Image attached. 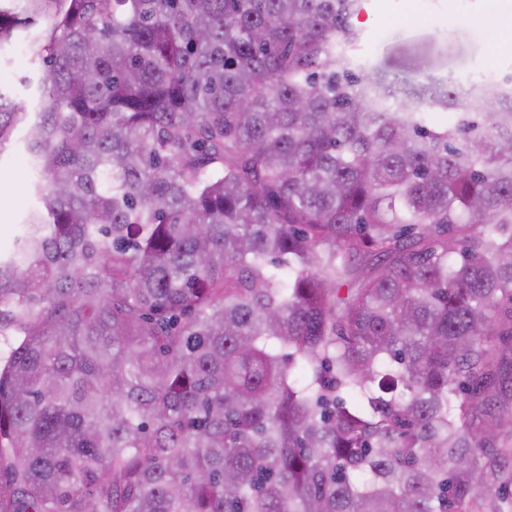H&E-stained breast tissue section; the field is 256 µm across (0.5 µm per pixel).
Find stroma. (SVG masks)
I'll list each match as a JSON object with an SVG mask.
<instances>
[{"label": "stroma", "mask_w": 512, "mask_h": 512, "mask_svg": "<svg viewBox=\"0 0 512 512\" xmlns=\"http://www.w3.org/2000/svg\"><path fill=\"white\" fill-rule=\"evenodd\" d=\"M357 26L359 55L369 68L407 80L421 103L439 83L480 80L486 70L512 75V0H503L487 22L482 0H365ZM23 47L0 49V90L31 109L23 78L41 74ZM39 179L24 159L20 141L0 148V244L10 242L20 215L34 202Z\"/></svg>", "instance_id": "35a3bbf8"}]
</instances>
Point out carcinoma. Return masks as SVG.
Here are the masks:
<instances>
[{
	"label": "carcinoma",
	"mask_w": 512,
	"mask_h": 512,
	"mask_svg": "<svg viewBox=\"0 0 512 512\" xmlns=\"http://www.w3.org/2000/svg\"><path fill=\"white\" fill-rule=\"evenodd\" d=\"M13 2L0 512H512V104L362 0ZM0 87L4 92L12 94L18 105L26 111H33L32 98L21 84L24 77H36L44 72V67L33 64L22 46H9L0 52ZM21 133L14 134L0 153V244L9 243L16 233L20 215L34 202L33 184L40 176L24 160Z\"/></svg>",
	"instance_id": "cac0c4a2"
}]
</instances>
